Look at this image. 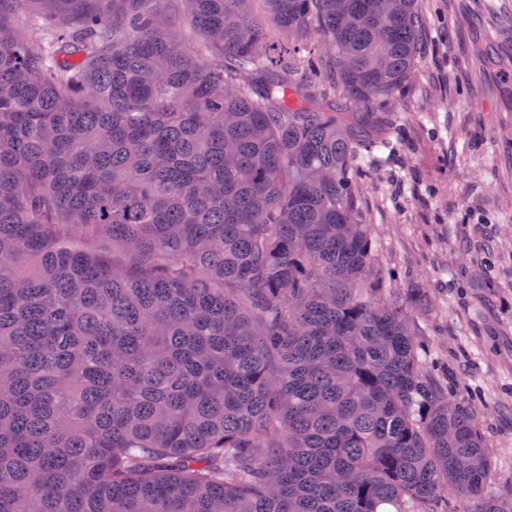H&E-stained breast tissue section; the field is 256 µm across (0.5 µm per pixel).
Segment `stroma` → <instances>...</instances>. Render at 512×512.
Segmentation results:
<instances>
[{"instance_id":"35a3bbf8","label":"stroma","mask_w":512,"mask_h":512,"mask_svg":"<svg viewBox=\"0 0 512 512\" xmlns=\"http://www.w3.org/2000/svg\"><path fill=\"white\" fill-rule=\"evenodd\" d=\"M431 36L397 108L401 134L363 187L379 264L474 388L493 452L488 492L512 493V0H419ZM467 223H458L460 213Z\"/></svg>"}]
</instances>
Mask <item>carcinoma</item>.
Here are the masks:
<instances>
[{"label":"carcinoma","instance_id":"1","mask_svg":"<svg viewBox=\"0 0 512 512\" xmlns=\"http://www.w3.org/2000/svg\"><path fill=\"white\" fill-rule=\"evenodd\" d=\"M252 2L0 0V512H512L364 223L418 0Z\"/></svg>","mask_w":512,"mask_h":512}]
</instances>
